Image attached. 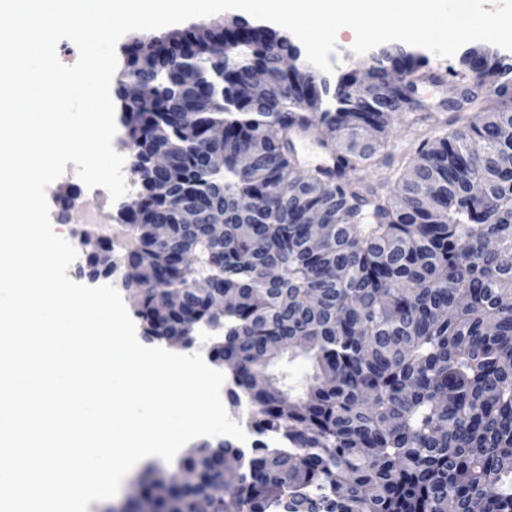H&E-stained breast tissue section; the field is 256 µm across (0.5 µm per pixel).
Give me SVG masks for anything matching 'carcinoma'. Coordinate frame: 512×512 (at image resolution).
Segmentation results:
<instances>
[{"label": "carcinoma", "instance_id": "carcinoma-1", "mask_svg": "<svg viewBox=\"0 0 512 512\" xmlns=\"http://www.w3.org/2000/svg\"><path fill=\"white\" fill-rule=\"evenodd\" d=\"M229 39L242 60L215 54ZM126 54L119 103L139 194L119 218L121 260L140 269L126 286L135 314L157 341L223 332L216 359L266 437L145 467L130 507L512 512V62L465 49L448 103L429 107L410 97L427 59L398 45L333 86L305 61L298 80L284 65L296 45L247 23L149 36ZM407 112H435L448 132L388 191L346 178L377 164ZM299 125L324 130L336 171L300 170ZM157 154L177 180L153 169ZM186 207L199 223H181ZM313 214L328 228L318 246ZM113 250L109 237L89 244L79 274L112 277ZM300 355L312 374L296 389L286 367Z\"/></svg>", "mask_w": 512, "mask_h": 512}]
</instances>
